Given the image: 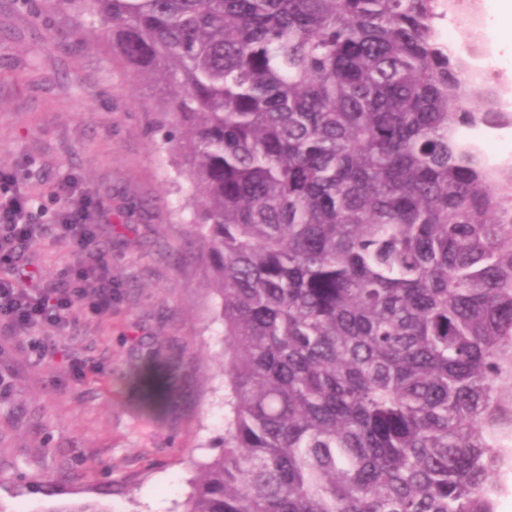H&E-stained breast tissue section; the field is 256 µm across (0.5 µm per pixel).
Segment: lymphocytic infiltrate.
Masks as SVG:
<instances>
[{
	"instance_id": "1",
	"label": "lymphocytic infiltrate",
	"mask_w": 512,
	"mask_h": 512,
	"mask_svg": "<svg viewBox=\"0 0 512 512\" xmlns=\"http://www.w3.org/2000/svg\"><path fill=\"white\" fill-rule=\"evenodd\" d=\"M7 180L0 172V332L33 342L35 351L43 354L48 344L45 339H34L35 330L48 326L62 336L83 309L111 312L112 279L105 266L81 262L67 282L30 287L19 267L23 249L39 233L38 226L29 221L35 199L17 190L4 192ZM58 190L69 196L59 216L60 233L76 250H85L95 238L94 227L87 222L89 202L71 198V185H59Z\"/></svg>"
}]
</instances>
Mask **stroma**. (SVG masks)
<instances>
[{"instance_id": "1", "label": "stroma", "mask_w": 512, "mask_h": 512, "mask_svg": "<svg viewBox=\"0 0 512 512\" xmlns=\"http://www.w3.org/2000/svg\"><path fill=\"white\" fill-rule=\"evenodd\" d=\"M91 30L57 0H0V169L44 205L25 259L49 283L91 254L112 279L111 313H79L44 358L0 335V512H184L224 435V326L151 132L167 89L132 80ZM70 175L92 202L87 255L55 231L50 191Z\"/></svg>"}]
</instances>
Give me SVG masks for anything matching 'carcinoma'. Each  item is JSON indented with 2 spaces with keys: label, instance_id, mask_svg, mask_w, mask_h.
<instances>
[{
  "label": "carcinoma",
  "instance_id": "cac0c4a2",
  "mask_svg": "<svg viewBox=\"0 0 512 512\" xmlns=\"http://www.w3.org/2000/svg\"><path fill=\"white\" fill-rule=\"evenodd\" d=\"M66 2L169 90L156 122L224 323L222 453L185 512H495L512 163L464 132L512 116L436 0Z\"/></svg>",
  "mask_w": 512,
  "mask_h": 512
}]
</instances>
